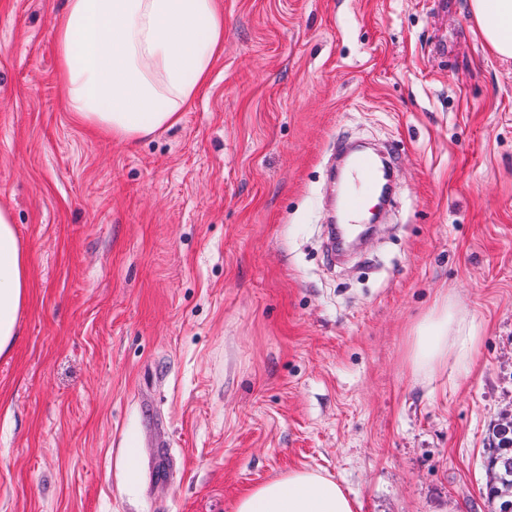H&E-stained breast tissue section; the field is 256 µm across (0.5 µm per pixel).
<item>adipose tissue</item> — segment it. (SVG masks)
Wrapping results in <instances>:
<instances>
[{
  "label": "adipose tissue",
  "instance_id": "1",
  "mask_svg": "<svg viewBox=\"0 0 512 512\" xmlns=\"http://www.w3.org/2000/svg\"><path fill=\"white\" fill-rule=\"evenodd\" d=\"M485 44L512 59V0H469ZM65 106L80 123L135 142L177 124L224 46L217 0H66L54 29ZM31 265L9 213L0 209V356L18 336ZM478 328L448 297L417 326L414 370L434 373L468 358ZM334 478L294 469L245 491L234 512H357Z\"/></svg>",
  "mask_w": 512,
  "mask_h": 512
}]
</instances>
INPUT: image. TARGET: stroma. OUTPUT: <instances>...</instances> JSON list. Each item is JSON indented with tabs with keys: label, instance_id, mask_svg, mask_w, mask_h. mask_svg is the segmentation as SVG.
Segmentation results:
<instances>
[{
	"label": "stroma",
	"instance_id": "obj_1",
	"mask_svg": "<svg viewBox=\"0 0 512 512\" xmlns=\"http://www.w3.org/2000/svg\"><path fill=\"white\" fill-rule=\"evenodd\" d=\"M221 4L209 82L130 144L65 109V0H0V207L32 266L0 357V512H233L292 468L360 512H491L486 458L512 419V60L468 0ZM340 138L398 154L386 219L342 258ZM445 294L478 348L414 373Z\"/></svg>",
	"mask_w": 512,
	"mask_h": 512
}]
</instances>
